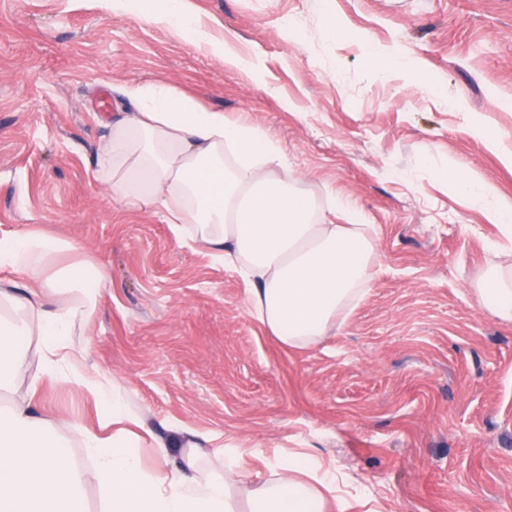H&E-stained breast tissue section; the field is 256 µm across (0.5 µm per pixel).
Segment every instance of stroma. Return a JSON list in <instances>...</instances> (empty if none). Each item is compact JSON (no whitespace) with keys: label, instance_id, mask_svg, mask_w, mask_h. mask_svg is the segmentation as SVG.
I'll return each instance as SVG.
<instances>
[{"label":"stroma","instance_id":"obj_1","mask_svg":"<svg viewBox=\"0 0 512 512\" xmlns=\"http://www.w3.org/2000/svg\"><path fill=\"white\" fill-rule=\"evenodd\" d=\"M188 3L201 24L179 34L124 0H0V236L29 225L79 243L58 266L106 268L67 343L138 416L145 466L179 430L215 438L210 471L232 458L245 482L320 462L350 512H512V321L473 294L488 244L508 269L512 242L461 186L478 176L512 209V166L473 132L512 148V0ZM146 83L261 128L320 210L372 226L370 295L318 346L283 347L228 266L93 179L125 88ZM35 401L57 421L104 412L74 385ZM210 50L224 59V68L230 72L248 74L249 67L247 61L237 52L232 51L223 40H217L208 43Z\"/></svg>","mask_w":512,"mask_h":512}]
</instances>
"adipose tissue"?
Listing matches in <instances>:
<instances>
[{"label":"adipose tissue","mask_w":512,"mask_h":512,"mask_svg":"<svg viewBox=\"0 0 512 512\" xmlns=\"http://www.w3.org/2000/svg\"><path fill=\"white\" fill-rule=\"evenodd\" d=\"M146 23L179 33L199 21L185 0H137ZM134 111L112 121L96 181L137 208L161 209L175 237L192 225L197 247L233 269L248 288V308L281 344L306 348L323 340L361 300L375 274L377 243L364 224H324L298 178L282 167L280 150L264 131L232 124L223 113L157 84L128 88ZM70 242L24 227L0 238V268L26 278L22 290L0 291V392L36 363L38 375L78 386L107 407L103 428L66 422L72 439L94 459L92 472L71 460L56 423L32 397L0 404V512H86L81 489L94 478L105 512H239L231 492L232 464L223 477L202 465V452L183 454L173 437L156 444L155 467L136 448L137 416L112 383L70 350L66 336L76 307L94 310L107 284L104 270L87 282L71 267L65 282L46 268L72 250ZM474 294L494 316L512 320V281L488 269ZM40 335L37 345L28 338ZM249 512H346L329 470L289 459L245 492Z\"/></svg>","instance_id":"adipose-tissue-1"}]
</instances>
